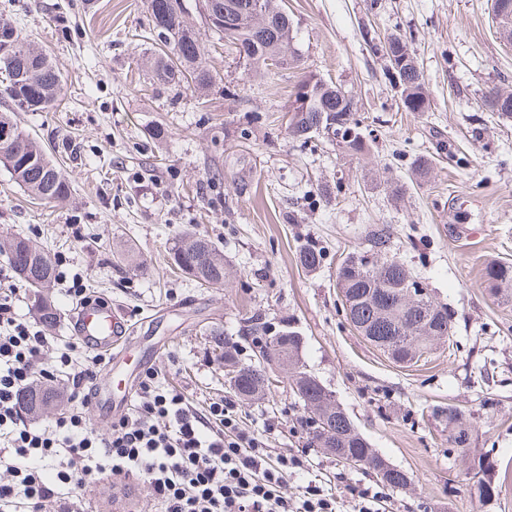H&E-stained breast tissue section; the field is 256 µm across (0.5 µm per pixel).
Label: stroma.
<instances>
[{"label":"stroma","mask_w":512,"mask_h":512,"mask_svg":"<svg viewBox=\"0 0 512 512\" xmlns=\"http://www.w3.org/2000/svg\"><path fill=\"white\" fill-rule=\"evenodd\" d=\"M286 0L299 64L267 76L237 66L208 28L202 0H183L208 47L214 91L154 82L141 36L145 0H0V19L24 29L62 74L48 112L0 111L52 152L72 184L63 204L33 199L0 166V233L30 239L62 264L52 301L55 346L72 339L78 304L111 301L133 334L125 373L152 364L162 384L197 407L233 399L224 350L254 359L245 319L292 327L301 362L350 415L357 430L411 482L390 490L369 470L309 445L307 411L285 371L271 396L238 402L242 428L267 447L303 458L292 492L349 484L376 497L377 512H512V302L491 296L483 270L512 263V117L483 95L512 92V45L491 0ZM397 33L413 47L431 101L404 111L375 46ZM315 77L357 101L364 153L347 155L324 136L292 141L285 123L299 83ZM426 164L417 178L414 168ZM387 224L389 255L425 281L453 315L448 344L413 365L394 363L345 318L336 269L368 248L371 225ZM200 233L224 252L226 282L205 288L172 269L176 237ZM325 248L316 271L298 261ZM132 250L136 261L120 260ZM454 406L471 431L461 455L433 407ZM501 481L498 498L471 489L477 468ZM85 512H160L143 480L91 481Z\"/></svg>","instance_id":"1"}]
</instances>
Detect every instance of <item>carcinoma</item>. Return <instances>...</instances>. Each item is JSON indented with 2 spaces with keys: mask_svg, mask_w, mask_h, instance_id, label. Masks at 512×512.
<instances>
[{
  "mask_svg": "<svg viewBox=\"0 0 512 512\" xmlns=\"http://www.w3.org/2000/svg\"><path fill=\"white\" fill-rule=\"evenodd\" d=\"M151 26L145 43L149 45L153 78L160 85H186L200 94L212 90L216 78L207 65V45L200 33L187 23L182 0H149ZM269 14L266 26L239 25L219 26L217 32L233 48L236 57H245L244 68L259 70L270 68L271 61L280 58L293 61L298 57L295 48V29L283 0H259ZM165 34L174 43L177 59H172L158 47L157 36ZM390 50L399 57L415 59V53L399 35L388 37ZM0 96L9 99L18 109L27 112L51 110L57 101L62 79L47 56L36 48L23 34L22 29L8 20H0ZM386 75L392 85H401V94L407 102V112H427L430 102L425 93V79L421 69L413 66L395 67L387 61ZM316 92V106L303 111L300 105L290 104L291 119L288 134L304 143L314 137L309 128L322 124L333 129L336 147L351 154L364 151L365 144L359 132L360 122L356 118L357 104L353 96L340 94L334 85L320 79L308 77ZM0 164L7 168L17 184L30 196L47 203H62L71 197V184L61 168L51 159L47 150L34 138L26 134L9 112H0ZM391 235L390 226L375 225L368 232L370 251L378 257L377 265L364 268V253L349 254L353 263L341 262L336 269V288L352 299L351 308L345 312L352 324H368L374 335L388 340L392 328L404 323L407 334L405 343L395 348L397 362L410 363L420 358L428 347L431 332L421 321L404 314V305L392 303L376 307V295L387 293L399 282L412 277L411 271L395 257L385 254ZM0 255L5 256L16 274L29 264L34 275L25 280L34 296V309L41 319L52 324L57 321V311L50 299L56 281V268L45 251L32 242L21 239L0 240ZM326 252L315 245L305 246L299 251L300 265L309 271L316 270L325 262ZM173 265L186 277L206 287L224 285V252L203 234L185 235L174 241L170 249ZM485 284L488 290L499 293V297L512 299V265L491 263L486 266ZM249 334L254 336L263 358L278 352L288 361L289 386L303 402L309 416L301 421L310 443L322 449L338 462L356 460L380 475V481L390 489L407 485V474L389 468V464L369 448L368 441L357 431L349 415L341 408L331 410L324 404L329 392L316 386L302 389L299 376L306 373L300 364V345L293 340L295 332L282 329L276 332L266 323L252 319ZM232 361L239 367L234 392L244 400H256L271 392L273 382L262 367L239 363L229 353L224 361ZM58 390L39 385L23 395V408L32 414L45 413L53 409L58 401ZM478 497L490 500L499 495L501 484L492 478H480L475 485Z\"/></svg>",
  "mask_w": 512,
  "mask_h": 512,
  "instance_id": "1",
  "label": "carcinoma"
}]
</instances>
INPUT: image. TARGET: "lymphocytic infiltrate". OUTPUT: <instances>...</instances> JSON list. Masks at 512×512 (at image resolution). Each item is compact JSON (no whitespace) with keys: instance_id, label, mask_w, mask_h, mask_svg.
Returning a JSON list of instances; mask_svg holds the SVG:
<instances>
[{"instance_id":"1","label":"lymphocytic infiltrate","mask_w":512,"mask_h":512,"mask_svg":"<svg viewBox=\"0 0 512 512\" xmlns=\"http://www.w3.org/2000/svg\"><path fill=\"white\" fill-rule=\"evenodd\" d=\"M49 339L18 319L0 298V504L22 512H81L79 492L88 477H142L162 512H337L336 497L319 487L289 492L288 472L302 468L293 454H272L240 427L233 402L197 408L162 388L153 371L138 383V404L107 432L91 418V386L104 355L80 356L65 344L52 365ZM65 377L71 407L37 425L24 416L22 395L42 379Z\"/></svg>"}]
</instances>
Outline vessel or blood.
Returning <instances> with one entry per match:
<instances>
[{"mask_svg": "<svg viewBox=\"0 0 512 512\" xmlns=\"http://www.w3.org/2000/svg\"><path fill=\"white\" fill-rule=\"evenodd\" d=\"M75 336L86 347L111 355L123 344L127 329L121 316L113 311L111 303L90 301L79 305L74 318ZM112 370L98 377L91 398L93 410L111 412Z\"/></svg>", "mask_w": 512, "mask_h": 512, "instance_id": "vessel-or-blood-1", "label": "vessel or blood"}]
</instances>
